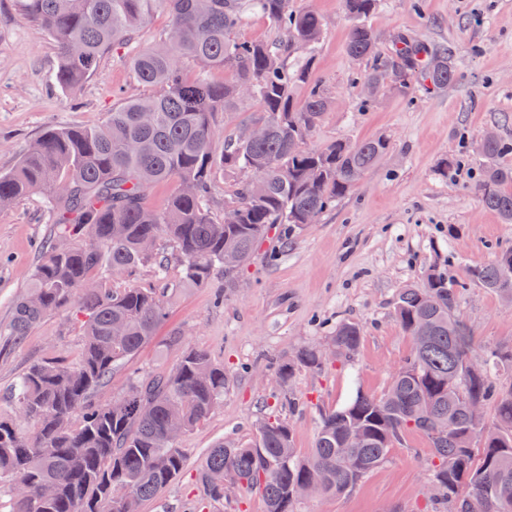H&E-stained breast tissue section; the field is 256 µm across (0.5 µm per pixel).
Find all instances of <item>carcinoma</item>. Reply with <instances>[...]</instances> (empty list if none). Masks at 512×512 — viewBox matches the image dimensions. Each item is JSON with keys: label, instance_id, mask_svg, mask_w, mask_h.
Segmentation results:
<instances>
[{"label": "carcinoma", "instance_id": "cac0c4a2", "mask_svg": "<svg viewBox=\"0 0 512 512\" xmlns=\"http://www.w3.org/2000/svg\"><path fill=\"white\" fill-rule=\"evenodd\" d=\"M55 42V83L74 91L94 72L102 55L147 22L158 8L171 17L167 33L131 59L135 80L158 88L152 96L125 100L96 128L59 127L0 173V210L30 193H43L56 232L39 247L27 290L0 325V348H16L49 313L77 303L83 318L79 360L61 357L31 364L12 396L17 415L0 414V487L11 493L10 512H143L182 472V449L164 441L170 417L189 432L224 399V366L200 349L185 351L168 373L135 378L119 398L97 404L93 395L113 371L150 344L167 315L177 284L167 277L169 254L182 266V282L209 284L222 271L234 275L250 264L259 241L274 225L292 236L314 212L323 216L355 188L389 149L384 138L336 141L315 148L309 141L330 100L312 77L323 19L289 0H16ZM353 25L348 54L369 60L353 82L395 91L442 89L456 77L452 55L407 35L394 49L377 48L369 20L380 0H343ZM258 11L278 31L276 40L236 36L248 13ZM197 67L193 74L187 66ZM224 70V82L206 72ZM253 108L243 124L261 123L264 138L244 141L238 128L219 131L216 117L231 119ZM476 185L484 206L512 224V141L481 139ZM232 180L224 206L238 210L234 224L212 211L218 173ZM177 187L159 210L145 206L156 183ZM153 238L157 247L142 250ZM153 265L154 288L112 287V275ZM471 281L512 300V249L495 253L471 270ZM465 285L453 286L437 270L422 285L400 290L395 318L412 341L408 357L381 395L361 390L321 416L315 446L303 456L290 426L261 422L250 444L225 440L211 448L199 476L203 494L224 503V490L209 478L222 471L242 491L260 493L265 512H295L308 483L322 496L351 491L388 462L392 449L412 431L428 440L426 512H512V389L496 383L512 371V347L477 359L470 327L455 320ZM119 323L124 335L112 337ZM363 328L336 325L328 337L335 356L307 346L278 364L279 391L288 394L297 370L321 371L351 360ZM494 408L493 426L470 415V402ZM361 435L355 448L346 435Z\"/></svg>", "mask_w": 512, "mask_h": 512}]
</instances>
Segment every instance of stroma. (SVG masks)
I'll return each mask as SVG.
<instances>
[{
    "label": "stroma",
    "mask_w": 512,
    "mask_h": 512,
    "mask_svg": "<svg viewBox=\"0 0 512 512\" xmlns=\"http://www.w3.org/2000/svg\"><path fill=\"white\" fill-rule=\"evenodd\" d=\"M291 3L314 8L325 24L313 77L329 90L331 104L312 146L382 137L389 150L318 223L289 240L271 230L232 280L218 274L208 286L182 289L154 342L117 369L111 386L99 393L108 401L129 378L170 371L190 348L208 352L231 377L219 407L179 438L182 473L143 512H182L187 503L196 512H265L255 493H237L221 506L202 498L198 473L210 449L227 438L250 443L257 424L274 416L289 423L305 455L314 446L321 412L359 389L383 393L412 348L394 317L397 294L421 284L432 267L462 285L459 310L473 329L475 351L512 345V303L469 281L471 269L491 261L495 250L512 248V224L482 204L475 188L478 162L448 176L442 172L485 131L512 140V0H422L419 11L413 0H382L371 20L380 50H390L401 33L448 46L457 77L447 88L411 99L384 90L366 111L359 86L351 82L361 66L346 51L352 21L342 0ZM169 25L167 11L154 13L68 94L53 83L54 41L21 14L16 0H0V173L11 171L48 128L95 127L123 100L152 95V88L135 81L130 58ZM53 232L42 194L0 210V323L9 321L38 261V246ZM347 320L364 329L358 354L319 372L298 371L289 391L299 406L289 410L271 383L277 364L301 347L323 343L336 323ZM82 333L69 306L47 315L19 348L1 355L0 410L12 411L5 394L30 364L55 356L77 360ZM407 442L348 493L302 500L296 512H422L428 442L417 432Z\"/></svg>",
    "instance_id": "stroma-1"
}]
</instances>
